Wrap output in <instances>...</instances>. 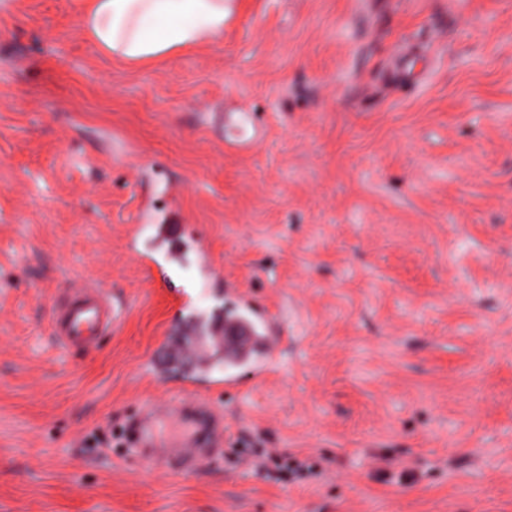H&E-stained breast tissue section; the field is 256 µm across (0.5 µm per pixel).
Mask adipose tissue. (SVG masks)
Listing matches in <instances>:
<instances>
[{"mask_svg":"<svg viewBox=\"0 0 512 512\" xmlns=\"http://www.w3.org/2000/svg\"><path fill=\"white\" fill-rule=\"evenodd\" d=\"M227 0H82V28L103 54L144 65L224 31Z\"/></svg>","mask_w":512,"mask_h":512,"instance_id":"1","label":"adipose tissue"}]
</instances>
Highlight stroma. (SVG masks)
<instances>
[{
    "instance_id": "obj_1",
    "label": "stroma",
    "mask_w": 512,
    "mask_h": 512,
    "mask_svg": "<svg viewBox=\"0 0 512 512\" xmlns=\"http://www.w3.org/2000/svg\"><path fill=\"white\" fill-rule=\"evenodd\" d=\"M196 253L144 271L152 227ZM126 308L96 351L48 314ZM281 318L277 374L224 439L319 460L132 458L179 317ZM0 512H512V0H233L216 41L132 67L78 0L0 7ZM123 309L112 299V291L87 281L72 284L67 299L52 306L48 331L64 351H89L101 346L119 325ZM264 458V468L266 472L277 478L286 477L288 472L294 474H312L317 468L316 463L310 459L299 460L297 458H290L286 453L265 452Z\"/></svg>"
}]
</instances>
